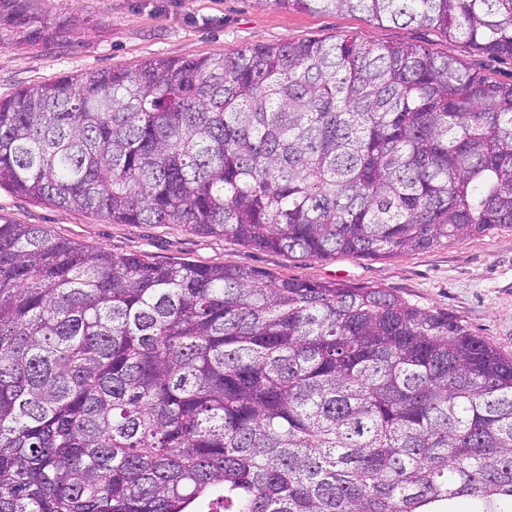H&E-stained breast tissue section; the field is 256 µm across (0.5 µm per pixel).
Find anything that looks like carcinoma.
<instances>
[{"label":"carcinoma","mask_w":512,"mask_h":512,"mask_svg":"<svg viewBox=\"0 0 512 512\" xmlns=\"http://www.w3.org/2000/svg\"><path fill=\"white\" fill-rule=\"evenodd\" d=\"M512 60V0H274ZM13 25L38 40L19 0ZM0 186L115 224L390 257L512 224V82L356 38L0 100ZM512 512V357L385 288L0 218V512Z\"/></svg>","instance_id":"obj_1"}]
</instances>
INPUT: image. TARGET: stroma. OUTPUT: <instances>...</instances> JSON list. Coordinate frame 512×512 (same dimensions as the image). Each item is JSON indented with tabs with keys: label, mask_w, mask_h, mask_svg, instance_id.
I'll return each mask as SVG.
<instances>
[{
	"label": "stroma",
	"mask_w": 512,
	"mask_h": 512,
	"mask_svg": "<svg viewBox=\"0 0 512 512\" xmlns=\"http://www.w3.org/2000/svg\"><path fill=\"white\" fill-rule=\"evenodd\" d=\"M27 8L46 22L49 39L27 40L12 25L9 0H0V99L66 75L132 71L154 58L231 56L247 46L342 35L374 46L418 45L490 80L512 81V61L491 58L439 30L378 23L359 14L310 12L272 0H29ZM0 217L38 224L52 236L115 255L245 266L282 278L385 288L411 305L456 317L512 356V226L405 255L305 258L180 224H115L31 200L6 186L0 187Z\"/></svg>",
	"instance_id": "1"
}]
</instances>
